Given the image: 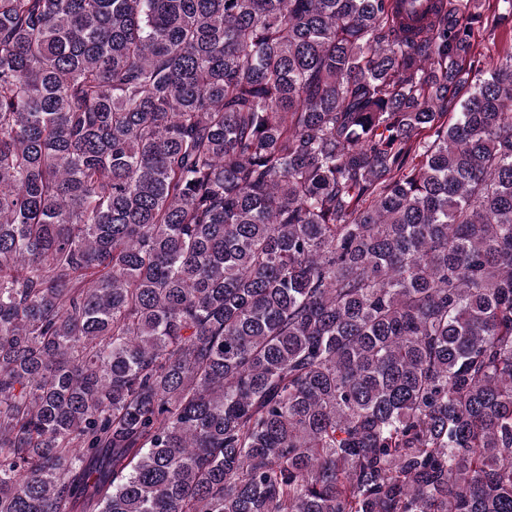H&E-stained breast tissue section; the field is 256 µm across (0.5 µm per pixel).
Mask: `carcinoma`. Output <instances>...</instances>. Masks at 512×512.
<instances>
[{"mask_svg":"<svg viewBox=\"0 0 512 512\" xmlns=\"http://www.w3.org/2000/svg\"><path fill=\"white\" fill-rule=\"evenodd\" d=\"M512 0H0V512H512Z\"/></svg>","mask_w":512,"mask_h":512,"instance_id":"carcinoma-1","label":"carcinoma"}]
</instances>
